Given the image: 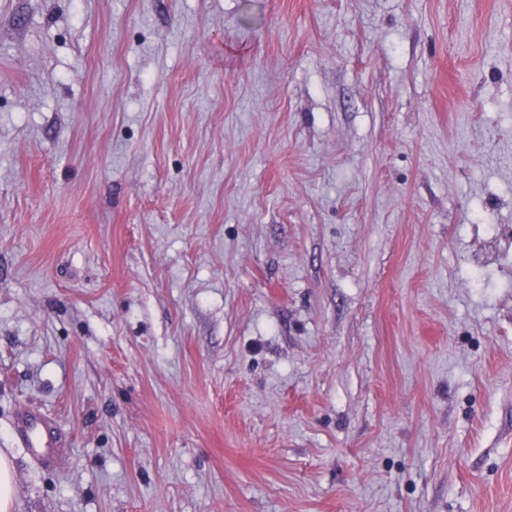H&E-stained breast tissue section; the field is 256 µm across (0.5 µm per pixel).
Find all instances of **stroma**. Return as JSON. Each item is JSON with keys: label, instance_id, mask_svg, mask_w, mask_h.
<instances>
[{"label": "stroma", "instance_id": "35a3bbf8", "mask_svg": "<svg viewBox=\"0 0 512 512\" xmlns=\"http://www.w3.org/2000/svg\"><path fill=\"white\" fill-rule=\"evenodd\" d=\"M0 451L15 512H512V0H0ZM19 429L29 443L32 452L43 458L55 448V428L38 414L24 413L19 419Z\"/></svg>", "mask_w": 512, "mask_h": 512}]
</instances>
